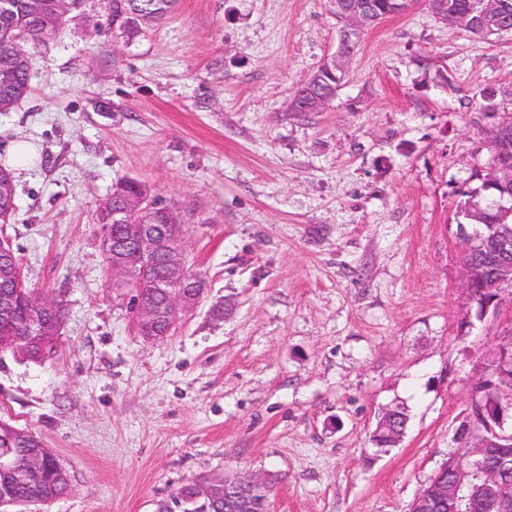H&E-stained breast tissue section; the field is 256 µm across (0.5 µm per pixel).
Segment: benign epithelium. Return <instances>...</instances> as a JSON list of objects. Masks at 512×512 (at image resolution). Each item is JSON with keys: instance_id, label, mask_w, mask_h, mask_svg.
<instances>
[{"instance_id": "1", "label": "benign epithelium", "mask_w": 512, "mask_h": 512, "mask_svg": "<svg viewBox=\"0 0 512 512\" xmlns=\"http://www.w3.org/2000/svg\"><path fill=\"white\" fill-rule=\"evenodd\" d=\"M372 21L364 11L354 13L346 40L354 41L361 35L366 24ZM497 183L507 192L512 189V154L502 153L495 167ZM495 251L506 255L512 251V224H490ZM102 252L112 254L109 266L112 287L132 290L131 310L136 331L147 342L157 341V336H169L183 317L200 302L205 284L198 283V290L189 295L177 289L188 275L185 256L184 225L175 210L161 205L149 193L132 196L126 208L112 213V223L99 225ZM161 259L165 278L154 279L150 275L153 260ZM0 277L21 292L25 285L22 267L11 259V251L0 243ZM462 290L470 302L479 294L491 296L483 305V313L501 314L504 296H512V265L502 264L495 273L484 279L464 273ZM160 291L167 296V306L160 309L148 299V293ZM29 305L36 307L37 314L27 318L21 328L0 334V350H18L39 336H58L60 322L56 319L55 303L25 294ZM497 349L512 352V316L505 315ZM489 433L477 431L481 418L468 415L456 428L453 441L466 450L465 456L451 451L448 461L439 471L448 472V479L433 478L423 487L410 504L409 512H436L446 508L448 512H460L462 499L473 501L480 498L497 507L496 512H512V501L501 491L504 476L512 465L504 462L490 468L485 466L488 446L512 447V405L502 406L490 416ZM53 466L62 474H69L60 459L49 450L35 449L23 464L6 457L0 458V475L10 480L35 479L44 469Z\"/></svg>"}]
</instances>
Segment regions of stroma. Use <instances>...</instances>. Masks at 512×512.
<instances>
[{
	"instance_id": "35a3bbf8",
	"label": "stroma",
	"mask_w": 512,
	"mask_h": 512,
	"mask_svg": "<svg viewBox=\"0 0 512 512\" xmlns=\"http://www.w3.org/2000/svg\"><path fill=\"white\" fill-rule=\"evenodd\" d=\"M340 31L331 0H180L133 32L88 0L37 47L28 97L0 112V163L35 149L0 230L64 318L44 360L0 351V421L72 489L15 512H156L200 475L251 471L278 474L272 512H408L447 461L500 331L463 294L456 210L512 113V37L415 0L364 32L325 111H289ZM122 178L177 211L208 286L160 342L99 248ZM389 407L407 428L379 452Z\"/></svg>"
}]
</instances>
